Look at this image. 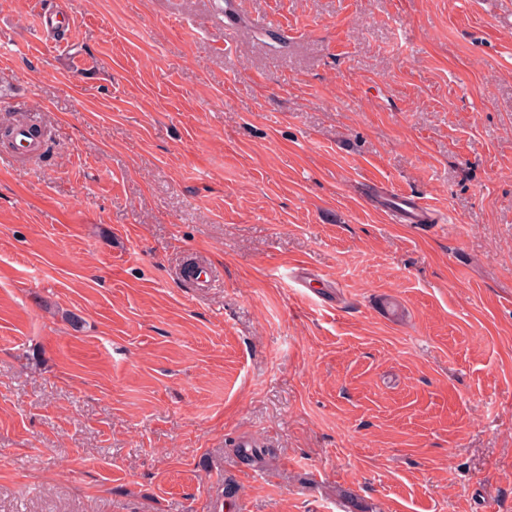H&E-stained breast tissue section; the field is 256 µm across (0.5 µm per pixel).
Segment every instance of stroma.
<instances>
[{"instance_id":"1","label":"stroma","mask_w":512,"mask_h":512,"mask_svg":"<svg viewBox=\"0 0 512 512\" xmlns=\"http://www.w3.org/2000/svg\"><path fill=\"white\" fill-rule=\"evenodd\" d=\"M15 120L0 512H512V0H0ZM386 193L379 207L400 224H426L431 219V208L410 194ZM391 203V206L387 205Z\"/></svg>"}]
</instances>
